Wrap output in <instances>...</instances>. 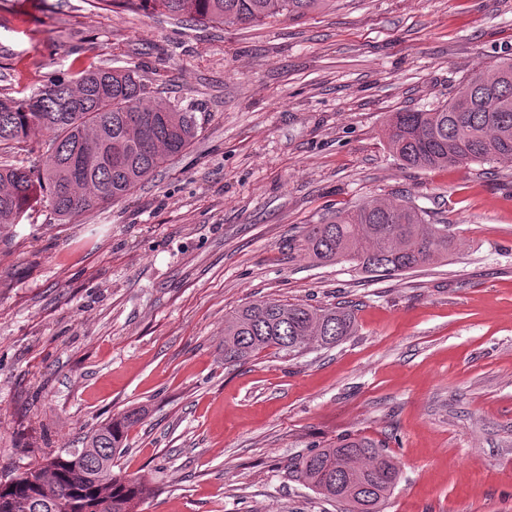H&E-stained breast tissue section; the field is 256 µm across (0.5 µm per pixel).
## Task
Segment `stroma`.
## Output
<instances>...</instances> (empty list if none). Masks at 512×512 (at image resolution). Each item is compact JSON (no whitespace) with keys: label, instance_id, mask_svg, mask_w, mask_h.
<instances>
[{"label":"stroma","instance_id":"35a3bbf8","mask_svg":"<svg viewBox=\"0 0 512 512\" xmlns=\"http://www.w3.org/2000/svg\"><path fill=\"white\" fill-rule=\"evenodd\" d=\"M512 58V0H332L251 26L0 0V94L139 67L191 108L194 144L128 198L0 231V475L134 408L118 465L137 512H340L290 461L340 437L394 457L384 512H512V164L412 168L392 113L435 108ZM405 200L447 262L378 279L304 234ZM276 299L351 305L355 333L224 359V321Z\"/></svg>","mask_w":512,"mask_h":512}]
</instances>
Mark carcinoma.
Instances as JSON below:
<instances>
[{
  "instance_id": "1",
  "label": "carcinoma",
  "mask_w": 512,
  "mask_h": 512,
  "mask_svg": "<svg viewBox=\"0 0 512 512\" xmlns=\"http://www.w3.org/2000/svg\"><path fill=\"white\" fill-rule=\"evenodd\" d=\"M330 0H96L121 8L195 23L256 25L278 16L299 19ZM46 134L42 154L29 165L0 160V228L17 224L42 197L60 221L104 208L186 151L198 136L194 113L150 101L139 71L89 66L23 96L0 95V154ZM390 151L404 165L448 168L468 162L512 164V61L498 63L460 85L449 101L429 111L396 112L386 129ZM305 240L319 262L348 261L375 277L430 267L454 248L446 224H429L407 201L375 200L311 224ZM355 331L345 307L264 300L224 320V358L243 360L268 347L298 354L314 344L331 348ZM133 409L100 424L83 441L88 474L103 461L117 463ZM74 454H48L10 484L0 483V505L39 502L52 494L62 512H135L150 493L143 481L118 471L102 485L78 478ZM291 473L346 512H382L400 478L393 457L366 439L346 438L293 459Z\"/></svg>"
}]
</instances>
